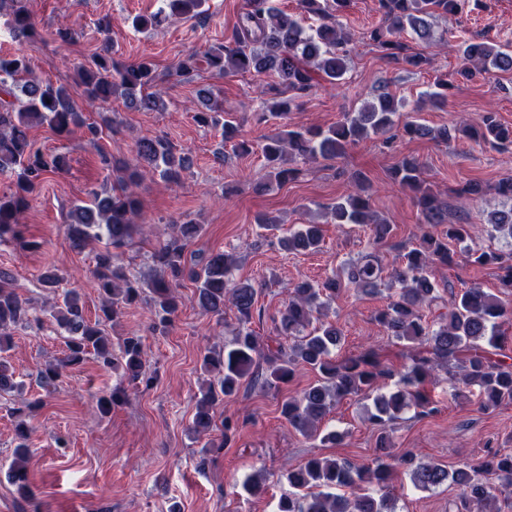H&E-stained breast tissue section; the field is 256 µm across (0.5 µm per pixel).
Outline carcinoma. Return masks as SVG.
I'll list each match as a JSON object with an SVG mask.
<instances>
[{"mask_svg": "<svg viewBox=\"0 0 512 512\" xmlns=\"http://www.w3.org/2000/svg\"><path fill=\"white\" fill-rule=\"evenodd\" d=\"M298 2L301 13L317 18L316 26L304 28L297 16L276 8L272 0H248L247 10L239 17L231 37L224 44L211 47L202 60L194 54L186 56L179 63V72L189 74L203 61L218 75H269L273 84L262 90L269 99L268 111L261 119L288 115L319 87L338 84L355 50L354 35L343 21L350 0ZM471 2L479 7L482 0H379L382 20L363 32L362 40L378 48L389 62L420 70L431 64V58L411 52L400 34L408 29L419 40L432 43L431 19L441 13H461ZM204 4L205 0H164L159 12L136 17L134 25L145 30L160 26L171 16L198 17ZM6 5L17 34L35 33L26 0H0V10ZM459 52L464 65L456 75L466 81L491 70L512 72V46L507 43L467 38L460 40ZM112 53L106 45L90 63L78 67V85L86 95L103 102L119 97L126 106L147 111L164 109L160 93L152 91L155 64L147 58L125 64ZM451 87L453 84L446 79L436 80L433 90L423 93L417 111L426 105L445 104ZM403 107L402 102L383 90L327 129L310 126L266 137L261 151L275 184L298 179L302 169L296 163L341 157L349 147L371 135H381L391 145L397 129L411 139L444 143L463 132L499 150L512 149V127L501 123L494 112L485 113L475 126L432 127L402 112ZM195 121L202 126L218 123L210 98L202 97ZM43 124L62 138L68 137L73 128L83 127L87 142L95 148L104 131L111 130L105 122H86L67 87L33 76L24 53L1 55L0 175L14 174L16 180L9 191L0 194V242L9 235L17 236L23 213L49 175L61 174L67 168L65 155L48 154L30 139L29 129ZM223 128L224 140L235 142L238 153L252 152L249 142L240 138V124L234 114H224ZM186 167V157L174 152L169 142L143 138L137 144L136 164L119 169L121 175L113 182L111 192H93L89 201L70 206L64 217V232L72 246L82 250L93 240L104 242L95 255L93 272L101 305L98 318L92 322L85 317L77 290H67L56 298L51 315L66 333L65 348L63 357L40 368L39 383L45 388L56 386L67 370L80 366L87 355L93 354L103 366L122 370L128 381L150 387L154 378L145 369L142 338L125 337L116 352L103 325L115 320L123 309L147 299L155 324L169 326L180 308L178 288L181 281L188 279L196 286L201 309L220 321L228 306L236 311L239 322L232 340L222 350L208 351L203 356V366L213 378L201 389L188 426L192 434L203 437L216 430L217 406L236 395L244 382L275 389L290 382L299 365L316 372L318 380L300 397L283 401L281 415L305 438L318 436L322 443L336 442L341 435L319 432L318 423L348 396L362 393L372 397L369 421L378 431V455L373 465L361 468L345 459L312 456L288 471V482L297 493L282 498L277 512H395L393 480L399 462L413 465L411 479L416 487L431 489L451 480L468 506L487 512L495 500L494 487L487 476L511 488L512 454L496 451L479 466L458 469L451 475L437 463L415 465L412 455L397 460L392 453L391 425L404 409L413 406L424 416L438 411L426 389L437 370H458L459 386L454 395L462 397L465 390L478 388L479 406L484 411L512 402V356L505 352L507 336L503 330V326L512 325V307L474 285L451 294L450 309L439 314L437 322L428 321L425 314V310L444 302L434 272L438 266L453 263L448 242L462 243L470 238V225L448 223V201L427 185L422 163L414 157H404L390 169L389 178L413 194L423 223L446 224L448 229L440 236L425 234L420 244L407 251L402 262L389 272L390 283L398 291L378 313L377 321L391 338L405 342L404 362L398 368L375 348L337 358L334 351L341 345L343 334L336 324L320 321L344 289L354 286L363 292L377 291L383 269L371 255L344 263L339 273L322 282L296 283L281 312L276 327L278 337L267 340L250 328L258 289L230 278L236 264L234 255L216 252L202 263L187 265L186 251L201 232V226L190 219L175 225V234L154 249L152 258L161 269L158 277L142 282L126 273L120 264L121 256L131 245L141 219L134 187L155 175L177 186ZM351 182L353 191L330 208L333 223L365 224L373 243H385L392 226L372 210L369 180L356 172ZM496 191L509 207L491 213L490 235L512 239V179L501 180ZM322 240L321 225L304 224L280 238L279 243L290 252H312L320 248ZM469 257L474 264L499 269L500 288L503 294L512 295L511 251L476 250ZM31 310L32 301L18 293L9 276L1 272L0 396L17 387L3 353L11 347L12 329L26 323ZM29 439L30 428L21 418L15 425L16 457L8 478L24 500L32 496L27 466Z\"/></svg>", "mask_w": 512, "mask_h": 512, "instance_id": "obj_1", "label": "carcinoma"}]
</instances>
